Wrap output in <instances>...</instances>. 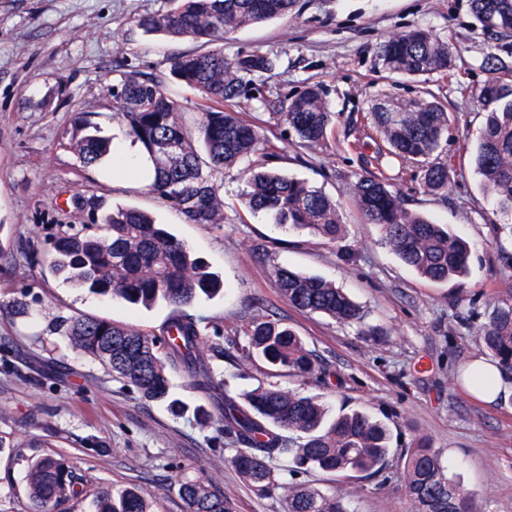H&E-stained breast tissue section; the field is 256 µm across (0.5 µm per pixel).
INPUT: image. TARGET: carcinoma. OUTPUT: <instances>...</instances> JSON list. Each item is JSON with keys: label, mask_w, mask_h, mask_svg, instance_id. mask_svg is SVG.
<instances>
[{"label": "carcinoma", "mask_w": 512, "mask_h": 512, "mask_svg": "<svg viewBox=\"0 0 512 512\" xmlns=\"http://www.w3.org/2000/svg\"><path fill=\"white\" fill-rule=\"evenodd\" d=\"M176 7L138 20L149 32L173 38L190 37L212 48L171 60L170 74L198 90L201 105L198 132L207 159L189 138L178 105L163 82L131 75L112 88L113 108L128 135L141 144L152 164L149 191L176 207L191 224L224 223V197L215 174L243 167L245 208L268 213L292 230H307L328 240L343 234L336 203L307 180L273 172L268 162L278 145L265 133L263 121L239 111L241 98L267 100L258 77L274 68L264 55L224 57V36L243 27L291 13L296 0H175ZM480 26L496 40L512 42V0H471ZM382 67L392 74L418 77L450 74L453 48L428 30L392 36L377 48ZM489 78L476 94L485 123L475 148V171L483 191L504 214L512 216V63L487 59ZM295 142L314 148L333 135V112L318 84L310 85L270 113ZM401 168H415L414 179L428 195L445 196L454 174L446 146L455 115L445 104L419 100L407 105L376 102L364 115ZM70 148L90 167L111 156L108 138L82 112L71 127ZM391 176L381 171L357 177L354 203L366 223L408 267L436 283L461 282L469 273L470 242L446 225L435 224L406 208L389 189ZM105 233L64 234L53 243L52 271L66 283L89 293L132 306L149 308L160 301L174 310L162 330L151 336L130 325L104 318L72 317L55 325L72 347L112 372V378L133 387L147 401H165L170 370L183 365L193 384L207 391L216 386L200 359L204 343L201 319L186 311L204 296L224 291L221 277L194 256L152 216L117 207L102 219ZM281 296L294 308L320 313L340 324L362 320L360 307L343 289L321 277L286 266L275 270ZM485 351L504 385H512V297L496 299L479 330ZM246 355L256 353L273 366L299 376L317 373L316 355L290 327L272 319L254 318L244 330ZM224 432L238 444L231 464L259 494L286 491V512H354L343 494L328 496L304 485L275 479L271 463L288 459V472L316 468L342 476L377 475L388 465L391 434L385 423L349 409L332 418L317 396L258 386L234 396L224 393L220 415ZM298 435L294 442L277 433ZM402 479L412 512H476L474 495L450 476L441 456L424 438L403 453ZM27 491L38 512H57L83 493L79 478L62 458L30 461ZM187 512H233L210 486L189 480L180 486ZM97 512H155L153 498L135 488L114 495L98 492Z\"/></svg>", "instance_id": "obj_1"}]
</instances>
